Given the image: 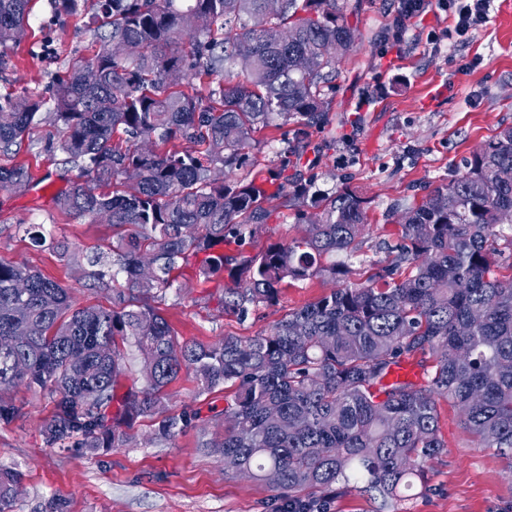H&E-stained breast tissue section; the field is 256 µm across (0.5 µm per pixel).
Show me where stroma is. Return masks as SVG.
<instances>
[{
    "label": "stroma",
    "mask_w": 512,
    "mask_h": 512,
    "mask_svg": "<svg viewBox=\"0 0 512 512\" xmlns=\"http://www.w3.org/2000/svg\"><path fill=\"white\" fill-rule=\"evenodd\" d=\"M358 6L362 34L355 52L337 65L331 122L313 131L309 174L322 191L349 186L370 199L368 230L346 262L351 281L390 264L400 217L436 187L461 175L482 142L512 127V0H493L488 21L463 42L433 44L427 36L449 24L433 9L412 19L401 43L389 29L393 0H339ZM89 34L82 20L59 14L51 0H34L26 37L0 70V94L40 93L69 61L86 54ZM17 162L29 166L44 187L0 191V261L26 263L70 289L77 305L111 306L112 295L87 286L81 269L58 259L52 241L79 250L112 243V227L57 209L59 179L41 145H23ZM45 227L47 246H33L21 230ZM330 287L315 279L284 286L275 307L238 321L222 310V285L177 276L158 308L176 339L210 344L219 336L268 332L288 312L317 301ZM169 407L199 411L194 427L170 441L156 440L150 419L136 420L131 448H49L41 427L52 405L39 392L17 386L7 397L19 409L0 423V466L20 473L13 496L0 512H43L57 499L60 512H272L270 487L225 473L224 393L198 394L192 372L182 371L168 388ZM439 425L447 444L426 473V487L404 502L405 512H512V464L494 448L473 447L457 409L440 402Z\"/></svg>",
    "instance_id": "stroma-1"
}]
</instances>
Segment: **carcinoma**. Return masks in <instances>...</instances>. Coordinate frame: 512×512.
Returning <instances> with one entry per match:
<instances>
[{
    "mask_svg": "<svg viewBox=\"0 0 512 512\" xmlns=\"http://www.w3.org/2000/svg\"><path fill=\"white\" fill-rule=\"evenodd\" d=\"M87 19L93 54L43 93L0 95V156L44 126L43 150L84 181L56 208L112 224V248L56 254L84 268L112 307H78L24 263L0 262V423L24 384L54 404L44 444L129 447L146 417L171 440L197 413L169 412L184 369L200 392L224 388V471L269 484L278 512H316L348 486L374 512H399L447 448L438 405L452 402L476 448L512 459V127L476 148L466 171L401 216L392 263L360 283L323 258L349 255L367 200L304 175L309 130L330 123L336 64L359 39L338 0H52ZM31 0H0V69L26 35ZM294 125L286 169L259 166L256 134ZM23 164L0 165V190L24 191ZM303 235L253 253L281 207ZM222 278L224 312L273 307L291 282L342 280L276 320L269 333L180 344L150 304L174 270ZM134 347L146 385L115 394ZM426 353L432 371L388 380ZM277 480L269 481V473ZM18 474L0 468V504Z\"/></svg>",
    "mask_w": 512,
    "mask_h": 512,
    "instance_id": "carcinoma-1",
    "label": "carcinoma"
}]
</instances>
